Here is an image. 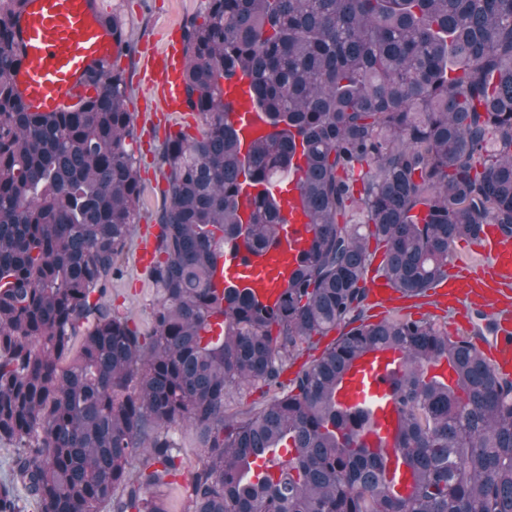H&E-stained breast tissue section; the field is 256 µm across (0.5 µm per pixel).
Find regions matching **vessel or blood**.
I'll list each match as a JSON object with an SVG mask.
<instances>
[{
    "instance_id": "1",
    "label": "vessel or blood",
    "mask_w": 512,
    "mask_h": 512,
    "mask_svg": "<svg viewBox=\"0 0 512 512\" xmlns=\"http://www.w3.org/2000/svg\"><path fill=\"white\" fill-rule=\"evenodd\" d=\"M24 61L15 75L25 102L42 112H69L91 94L84 83L87 68L101 59L121 53L124 43L103 26L93 0H27L15 22ZM182 51L169 47L153 60L149 82L160 83L164 111L183 112ZM227 119L241 128L245 137L266 134L261 113L252 111L246 80L234 78L224 85ZM288 219V235L278 247L247 252L244 246H227L216 263V291L233 287L249 289L257 301L276 306L287 286L289 274L314 236L296 186H289L282 206ZM474 252L476 262H459L444 286L450 303L460 312L469 306L489 309L496 322L490 358L501 372L512 371V240H503L486 228ZM392 352L377 349L354 361L346 372L338 400L353 407L371 402L376 431L368 437L372 445L392 449L400 427V416L388 400L395 366Z\"/></svg>"
}]
</instances>
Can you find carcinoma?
Here are the masks:
<instances>
[{"instance_id":"cac0c4a2","label":"carcinoma","mask_w":512,"mask_h":512,"mask_svg":"<svg viewBox=\"0 0 512 512\" xmlns=\"http://www.w3.org/2000/svg\"><path fill=\"white\" fill-rule=\"evenodd\" d=\"M25 3L0 0V444L14 450L0 512H170L184 427L203 433L187 512H512V378L471 337L364 320L370 243L417 297L448 277L457 242L487 224L512 238V0H207L181 33L183 105L201 126L155 158L168 203L146 332L105 301L141 197L125 71L89 68L77 112L29 109L14 81ZM239 72L270 127L246 147L224 118ZM297 156L314 237L279 305L216 294L218 249L286 232L279 180ZM375 348L399 356L405 495L366 439L371 410L336 402ZM252 389L271 398L227 412ZM281 446L277 475L243 477ZM347 329L348 328L342 324L337 327L335 331L330 332L328 336L323 337L319 341L314 339L312 347L304 344L303 350L288 362V370L284 373L281 380L286 384L289 379L293 378L297 371H299L303 366L308 365L312 360L316 359L326 347L330 346L334 341H337L341 334Z\"/></svg>"}]
</instances>
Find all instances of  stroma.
Returning <instances> with one entry per match:
<instances>
[{
  "label": "stroma",
  "instance_id": "35a3bbf8",
  "mask_svg": "<svg viewBox=\"0 0 512 512\" xmlns=\"http://www.w3.org/2000/svg\"><path fill=\"white\" fill-rule=\"evenodd\" d=\"M100 12L121 21L128 37V48L120 61L128 78L127 107L132 113L138 143L134 147L136 170L143 188L138 217L131 228L128 247L120 261L121 274L112 282L108 303L120 315L130 319L141 330L151 327L150 308L155 293L147 271L138 262L141 245L152 244L157 232V217L167 197L166 182L154 157L163 141L164 131L175 124L198 127V116H172L159 106L160 91L146 85L145 67L150 50L161 49L165 39L180 38L185 22L201 15L206 0H97ZM409 315L423 318L438 328H450L454 316L443 289L427 291L424 296L396 300L385 309L375 298H368L366 321L376 323ZM183 468L170 493L171 512H184L190 475L200 464V448L196 434L179 431Z\"/></svg>",
  "mask_w": 512,
  "mask_h": 512
}]
</instances>
